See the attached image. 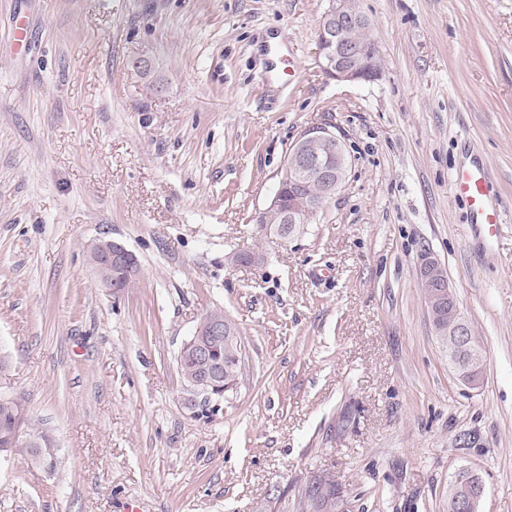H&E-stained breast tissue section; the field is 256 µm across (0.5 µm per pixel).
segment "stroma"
<instances>
[{"instance_id":"35a3bbf8","label":"stroma","mask_w":512,"mask_h":512,"mask_svg":"<svg viewBox=\"0 0 512 512\" xmlns=\"http://www.w3.org/2000/svg\"><path fill=\"white\" fill-rule=\"evenodd\" d=\"M328 0H0V394L50 430L53 465L0 458V512H448L478 469L512 512V0H358L382 64L318 62ZM151 61L154 90L136 68ZM331 122L343 189L294 239L255 217L291 144ZM489 171L490 235L451 195ZM137 258L122 294L87 245ZM257 250V266L228 254ZM445 268L487 355L448 365L418 284ZM222 309L247 358L211 418L177 356ZM465 429L480 448L456 447Z\"/></svg>"}]
</instances>
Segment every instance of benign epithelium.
Masks as SVG:
<instances>
[{
    "mask_svg": "<svg viewBox=\"0 0 512 512\" xmlns=\"http://www.w3.org/2000/svg\"><path fill=\"white\" fill-rule=\"evenodd\" d=\"M368 28V20L358 9L356 0H330L318 33V59L325 74L341 82L371 81L381 76L378 51ZM348 168L345 141L336 134L335 127L320 125L307 129L289 148L279 187L307 189L314 186L317 188L316 198L312 200L305 194L296 201V206L288 209V223L302 224L315 215L344 187ZM88 250L103 287L117 293L138 277L139 269L129 263L131 252L112 239L99 237L88 245ZM418 280L427 288H438L428 297L430 312H435L438 304H448V328H434L435 335L460 340L468 350L466 364L459 361L454 351H448V362L457 379L470 389L480 388L487 364L486 353L467 341L469 325L457 307L446 271L429 253L420 258ZM233 335V325L220 317L200 321L192 340L196 356L210 360L211 351L206 340L219 341ZM229 390L221 371L215 368L195 383L185 397L184 407L193 414L202 405L219 410ZM472 475L477 478L476 486L464 492H452L448 499L450 512H481L485 483L480 473L474 471Z\"/></svg>",
    "mask_w": 512,
    "mask_h": 512,
    "instance_id": "7a95c632",
    "label": "benign epithelium"
}]
</instances>
